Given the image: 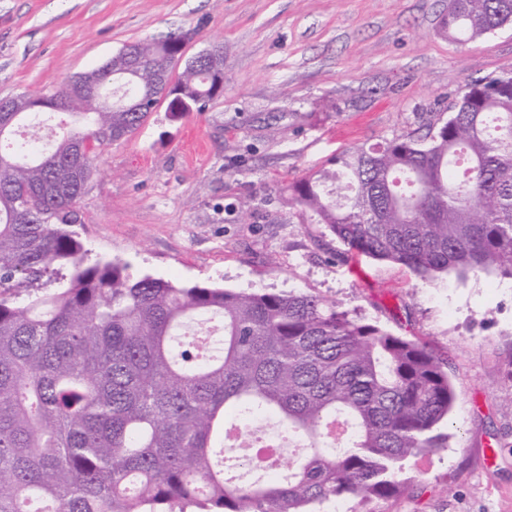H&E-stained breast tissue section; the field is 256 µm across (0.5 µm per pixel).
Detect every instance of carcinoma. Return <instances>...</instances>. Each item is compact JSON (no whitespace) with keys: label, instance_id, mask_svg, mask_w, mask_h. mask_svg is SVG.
<instances>
[{"label":"carcinoma","instance_id":"carcinoma-1","mask_svg":"<svg viewBox=\"0 0 512 512\" xmlns=\"http://www.w3.org/2000/svg\"><path fill=\"white\" fill-rule=\"evenodd\" d=\"M512 22V0H450L444 29L468 42ZM176 41L133 44L144 69L126 94L103 64L98 88L66 102L83 123L32 147L23 128L53 112H0V512H321L411 497L410 457L448 447L437 428L455 401L448 361L307 293L237 292L133 276L88 261L76 207L98 158L166 103L182 119L224 90L208 71L168 77L127 110ZM293 203L341 243L421 277L512 276V74L468 81L447 119L357 144L290 186ZM66 269L54 292L17 301L2 288ZM285 468L253 481L228 436L267 438Z\"/></svg>","mask_w":512,"mask_h":512}]
</instances>
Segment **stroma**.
Returning <instances> with one entry per match:
<instances>
[{"mask_svg": "<svg viewBox=\"0 0 512 512\" xmlns=\"http://www.w3.org/2000/svg\"><path fill=\"white\" fill-rule=\"evenodd\" d=\"M449 0H0V98L53 94L126 45L224 46V93L156 114L95 163L74 229L89 260L179 285L304 292L448 361L451 439L409 458L413 497L373 512H512V277H421L347 249L288 203L341 151L447 116L512 73V26L448 39ZM254 203L241 210L246 198Z\"/></svg>", "mask_w": 512, "mask_h": 512, "instance_id": "35a3bbf8", "label": "stroma"}]
</instances>
